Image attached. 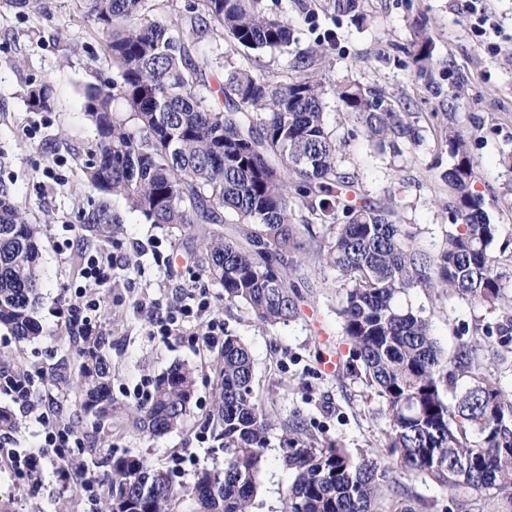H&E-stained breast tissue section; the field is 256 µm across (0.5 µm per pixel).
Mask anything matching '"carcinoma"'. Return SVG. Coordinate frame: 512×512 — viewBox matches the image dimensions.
<instances>
[{
  "label": "carcinoma",
  "instance_id": "obj_1",
  "mask_svg": "<svg viewBox=\"0 0 512 512\" xmlns=\"http://www.w3.org/2000/svg\"><path fill=\"white\" fill-rule=\"evenodd\" d=\"M148 2L82 0L116 71L84 94L98 134L88 181L123 197L150 224L180 231L238 225L233 239L202 232L206 269L225 300L244 303L271 325L298 313L301 293L282 273L301 248L296 221L322 225L324 260L345 285L338 314L351 344L349 367L363 369L389 421L384 454L354 453L335 441L321 445L302 439L298 426L289 428L281 463L293 480L275 512H438V501L394 479L397 471L454 493L441 507L446 512H463L461 491L491 492L512 504V393L478 363L481 352L502 357L495 345L506 346L509 336L495 344L490 327H476L448 359L424 309L405 302L414 290L450 292L494 310L505 287L493 250L498 227L486 211L495 199L471 191L476 173L457 118L449 117L444 133L453 163L440 174L451 224L445 246L432 254L414 225L392 220L394 207L353 199L357 177L339 167V147L325 122L324 82L312 70L314 50H294L297 76L287 83L214 50H190L194 37L215 29L246 56L287 53L296 43L288 22L263 0H189L165 21L148 18ZM412 30V60L425 70L433 58L427 21H414ZM221 62L228 65L219 88L224 105L215 107L207 75ZM333 92L376 149L401 156L419 141L408 113L395 111L381 91L349 81ZM27 103L34 112L50 111L51 82L30 86ZM296 199L309 217L298 219ZM39 234L0 180V326L19 342L42 333ZM106 344L103 336L85 337L74 382L84 413L99 423L118 412ZM216 374L212 417L224 462L200 466L190 484L177 487L138 455L112 456L102 512H177L185 499L196 504L194 512H254L273 422L253 394L251 353L227 330ZM194 388L193 370L173 367L157 379L132 426L153 436L181 427ZM459 459L469 468L459 469Z\"/></svg>",
  "mask_w": 512,
  "mask_h": 512
}]
</instances>
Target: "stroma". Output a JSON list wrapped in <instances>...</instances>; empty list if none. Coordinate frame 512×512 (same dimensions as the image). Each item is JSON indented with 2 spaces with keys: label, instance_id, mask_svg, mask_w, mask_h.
Returning <instances> with one entry per match:
<instances>
[{
  "label": "stroma",
  "instance_id": "stroma-1",
  "mask_svg": "<svg viewBox=\"0 0 512 512\" xmlns=\"http://www.w3.org/2000/svg\"><path fill=\"white\" fill-rule=\"evenodd\" d=\"M40 10L0 12V180L13 188L32 222L42 225L41 263L44 273L38 318L40 339L20 343L0 329V370L40 372V394L53 398L59 414L83 435L88 475L107 482L106 456L128 453L168 472L175 483L190 482L203 462H222L211 429L206 426L214 403L218 350L192 348L173 339L162 342L147 334L146 317L134 301L139 294L173 300L194 286L208 288L214 316L239 336L254 361L253 394L270 413L267 465L259 477L257 512H274L279 493L291 481L280 464L282 440L293 418L309 433L346 447H381L388 420L381 403L345 364L350 346L336 314L339 273L320 255L321 225L301 231L302 248L294 257L307 287L300 314L274 326L258 321L240 303L225 300L223 288L205 272L199 229L178 231L145 223L126 201L93 190L85 165L97 135L84 112V92L112 76L105 42L81 9V0H41ZM346 0H279L283 17L300 45L321 52L317 73L330 80L357 79L384 92L396 109L410 113L420 132L419 145L404 155L369 149L362 139H348L351 116L329 103L325 119L336 137L346 139L340 166L359 178L362 193L377 201L395 198L397 219L421 230V243L436 253L448 231V188L439 175L449 156L440 139L449 114H456L477 174L476 193L497 196L489 207L497 224V246L508 259L502 298L489 311L455 295L435 297L414 291L411 300L425 306L431 329L445 354L467 340L475 324L496 326L512 315V196L503 189L511 174L502 159L512 152V0H483L498 34L478 35L470 27V0H361L360 19L346 12ZM426 18L433 41V63L417 70L406 48L410 23ZM333 29L335 41L322 40ZM51 80L55 104L51 111H31L26 101L30 84ZM464 96H456L457 88ZM56 166L58 180L43 175ZM107 205L115 221L93 219ZM115 253L129 261L104 292L103 321L112 339V399L122 414L92 434L73 389L81 341L69 335L55 310L78 280L83 250ZM335 352L339 366L325 371L321 358ZM196 371L190 413L181 430L150 437L132 430L127 415L137 404L130 395L136 385L152 382L173 366ZM52 461H44L36 482L25 484L0 464V500L14 512H101L104 502H88L79 487L60 490Z\"/></svg>",
  "mask_w": 512,
  "mask_h": 512
}]
</instances>
